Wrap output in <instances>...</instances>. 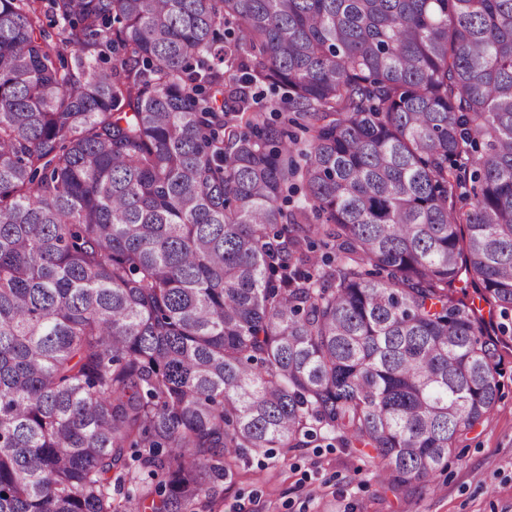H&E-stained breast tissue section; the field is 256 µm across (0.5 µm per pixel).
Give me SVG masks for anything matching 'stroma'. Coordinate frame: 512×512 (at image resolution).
<instances>
[{"label": "stroma", "instance_id": "obj_1", "mask_svg": "<svg viewBox=\"0 0 512 512\" xmlns=\"http://www.w3.org/2000/svg\"><path fill=\"white\" fill-rule=\"evenodd\" d=\"M505 343L492 412L460 439L447 469L410 495L384 489L361 452L321 438L286 456L251 454L214 512H512V335Z\"/></svg>", "mask_w": 512, "mask_h": 512}]
</instances>
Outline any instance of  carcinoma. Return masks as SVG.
I'll list each match as a JSON object with an SVG mask.
<instances>
[{
  "instance_id": "carcinoma-1",
  "label": "carcinoma",
  "mask_w": 512,
  "mask_h": 512,
  "mask_svg": "<svg viewBox=\"0 0 512 512\" xmlns=\"http://www.w3.org/2000/svg\"><path fill=\"white\" fill-rule=\"evenodd\" d=\"M50 8L0 0V512L434 476L512 332V0Z\"/></svg>"
}]
</instances>
